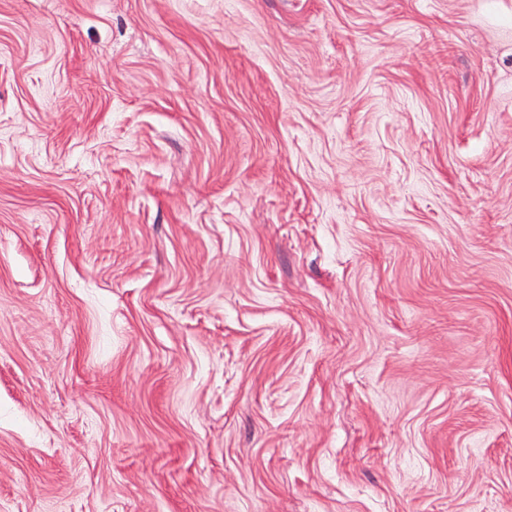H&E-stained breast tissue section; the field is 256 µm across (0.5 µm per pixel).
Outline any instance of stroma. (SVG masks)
Here are the masks:
<instances>
[{"label":"stroma","instance_id":"stroma-1","mask_svg":"<svg viewBox=\"0 0 512 512\" xmlns=\"http://www.w3.org/2000/svg\"><path fill=\"white\" fill-rule=\"evenodd\" d=\"M0 512H512V0H0Z\"/></svg>","mask_w":512,"mask_h":512}]
</instances>
